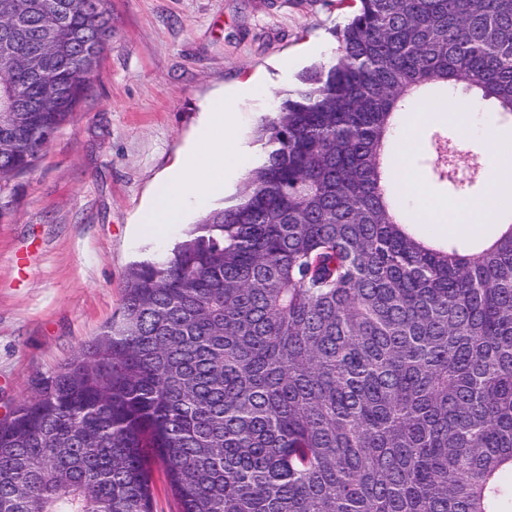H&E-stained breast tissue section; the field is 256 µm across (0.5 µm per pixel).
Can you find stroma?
<instances>
[{
	"label": "stroma",
	"instance_id": "1",
	"mask_svg": "<svg viewBox=\"0 0 512 512\" xmlns=\"http://www.w3.org/2000/svg\"><path fill=\"white\" fill-rule=\"evenodd\" d=\"M112 39L91 87L36 168L20 180L10 216L0 220V419L30 381L64 366L96 338L121 303L129 266L164 255L184 227L234 198L192 204L180 223L140 234V211L161 179L200 136L208 102L223 97L234 135L253 150L277 94L303 70L334 57L333 31L348 16L339 0H104ZM260 90L235 98L241 86ZM430 123L408 163L425 195L449 196L433 172Z\"/></svg>",
	"mask_w": 512,
	"mask_h": 512
}]
</instances>
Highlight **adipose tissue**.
<instances>
[{
	"instance_id": "adipose-tissue-1",
	"label": "adipose tissue",
	"mask_w": 512,
	"mask_h": 512,
	"mask_svg": "<svg viewBox=\"0 0 512 512\" xmlns=\"http://www.w3.org/2000/svg\"><path fill=\"white\" fill-rule=\"evenodd\" d=\"M454 122L463 136L476 137L490 145L494 154L489 163V188L479 202L466 199H431L416 211V223L434 231L451 234L466 231L488 219L505 223L512 219V135L505 133L478 112L461 111L452 98L428 99L419 103L408 122L401 124L390 159L402 192L410 198L422 197V177L406 163L419 147V132L430 121ZM200 139L193 149L164 178L165 191L142 211L140 223L151 231L179 223L183 211L211 191L224 187L226 171L242 168L246 152L232 133V121L223 99L209 106Z\"/></svg>"
}]
</instances>
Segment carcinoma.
Here are the masks:
<instances>
[{
  "mask_svg": "<svg viewBox=\"0 0 512 512\" xmlns=\"http://www.w3.org/2000/svg\"><path fill=\"white\" fill-rule=\"evenodd\" d=\"M10 2L0 218L112 35L103 0ZM357 2L232 203L0 422V512H154L157 463L179 512H512V222L436 246L383 162L433 87L512 115V0Z\"/></svg>",
  "mask_w": 512,
  "mask_h": 512,
  "instance_id": "obj_1",
  "label": "carcinoma"
}]
</instances>
